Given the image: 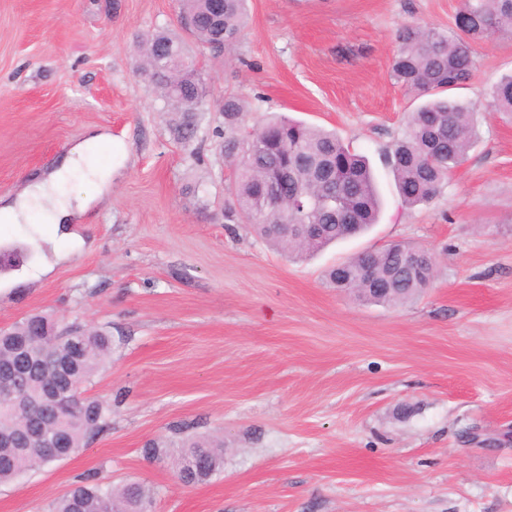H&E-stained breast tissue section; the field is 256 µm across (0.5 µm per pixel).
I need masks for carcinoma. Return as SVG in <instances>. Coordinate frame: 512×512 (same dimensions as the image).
<instances>
[{
  "instance_id": "carcinoma-1",
  "label": "carcinoma",
  "mask_w": 512,
  "mask_h": 512,
  "mask_svg": "<svg viewBox=\"0 0 512 512\" xmlns=\"http://www.w3.org/2000/svg\"><path fill=\"white\" fill-rule=\"evenodd\" d=\"M245 0H224L218 13L211 0H182L185 31L203 48L216 50L237 40L245 27ZM512 35V0H461L454 27L446 33L418 26L398 32L390 77L407 92L429 97L409 113L403 135L384 154L402 202L412 208L431 202L468 157L479 138L477 108L451 95L467 84L474 67L473 46L488 35ZM142 69L150 75L168 111L179 113L174 133L185 143L195 133L194 113L204 111L209 87L203 72L185 54L182 41L169 31H157L144 42ZM488 104L512 115V73L501 76L488 92ZM224 158L235 168L230 187V213L238 223L292 259L305 258L346 238L347 224L363 232L377 221L380 199L366 160L335 133L275 116L249 132L248 112L237 95H224ZM336 196L325 210L317 201ZM296 224H318L317 236H300ZM412 245L393 240L342 262L328 273L336 288L370 304H404L430 287L433 279L401 271L399 254ZM385 292L366 293L377 284ZM47 316L33 314L0 332V367L27 355L43 362L31 380L36 385L67 387V378L85 385L110 353L104 333L91 335L79 327L57 326L54 336H41ZM71 359L69 375L54 363ZM112 409L95 398L67 396L58 409L69 457L86 441L109 428ZM27 417L0 414V431L22 436ZM57 461L48 449L32 443L22 448L0 447V484H7L36 466ZM185 486L205 484L224 468V448L207 436H186L174 459ZM153 494L139 482L120 486L88 474L51 504L50 512H142L152 507Z\"/></svg>"
}]
</instances>
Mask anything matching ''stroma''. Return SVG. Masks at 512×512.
Returning <instances> with one entry per match:
<instances>
[{
    "mask_svg": "<svg viewBox=\"0 0 512 512\" xmlns=\"http://www.w3.org/2000/svg\"><path fill=\"white\" fill-rule=\"evenodd\" d=\"M460 0H248V25L200 55L206 111L190 143L137 69V45L181 33L179 0H0V197L98 135L127 157L55 235L0 224V328L40 313L111 339L86 395L112 425L69 458L0 486V512H48L90 472L154 491V512H512V117L487 106L512 35L475 46L457 97L480 138L432 202L402 207L383 155L418 104L390 77L396 32L447 30ZM250 124L284 115L366 156L382 211L364 235L299 260L225 220L224 94ZM391 240L431 251L430 286L398 307L355 300L331 267ZM222 439L224 470L186 487L146 442L174 427ZM475 433L469 441L467 433Z\"/></svg>",
    "mask_w": 512,
    "mask_h": 512,
    "instance_id": "1",
    "label": "stroma"
}]
</instances>
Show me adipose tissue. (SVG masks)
I'll list each match as a JSON object with an SVG mask.
<instances>
[{
    "instance_id": "1",
    "label": "adipose tissue",
    "mask_w": 512,
    "mask_h": 512,
    "mask_svg": "<svg viewBox=\"0 0 512 512\" xmlns=\"http://www.w3.org/2000/svg\"><path fill=\"white\" fill-rule=\"evenodd\" d=\"M92 146L93 143L89 140L75 145L63 163L46 178L30 184L29 188L14 200L1 202L0 223H27L29 213L37 208L43 211L45 223L52 226L61 224L71 217L73 210L70 201L60 197V189L70 176L85 165L89 168V176L93 183L99 187L104 186L112 176L114 164L124 159L126 154L124 144L115 142L109 146L107 160L93 165L89 162Z\"/></svg>"
}]
</instances>
